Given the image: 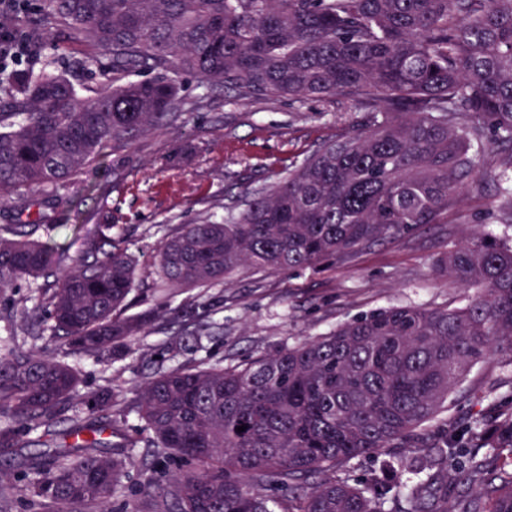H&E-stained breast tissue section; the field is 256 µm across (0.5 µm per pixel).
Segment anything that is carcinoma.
<instances>
[{"label": "carcinoma", "instance_id": "cac0c4a2", "mask_svg": "<svg viewBox=\"0 0 512 512\" xmlns=\"http://www.w3.org/2000/svg\"><path fill=\"white\" fill-rule=\"evenodd\" d=\"M45 21L108 56L105 86L79 94L65 75L0 60V200L57 191L102 148L178 119L181 78L239 97L340 96L362 128L320 145L270 187L226 206L224 223L186 224L154 257L157 310L127 315L137 258L101 224L77 258L34 238L47 227H0V292L44 279L24 315L37 350H0V473L47 512H111L128 448L143 447L145 491L166 512H512V412L462 430L430 428L470 369L496 351L512 373V245L478 230L439 271L472 291L459 307L392 306L324 336L226 366L170 368L132 348L155 322L178 326L192 352L199 304L169 301L213 288L241 266L294 271L398 239L457 208L480 175L474 148L499 154L512 203V0H22L0 30L24 42ZM22 120H16V117ZM136 357L147 370L129 402L143 441L112 420L115 387L82 400L69 357ZM246 426L242 432L239 426ZM412 440L427 454L386 460ZM46 451L23 455L22 449ZM378 459L366 478L336 466Z\"/></svg>", "mask_w": 512, "mask_h": 512}]
</instances>
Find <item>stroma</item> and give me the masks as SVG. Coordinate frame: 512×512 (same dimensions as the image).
I'll return each mask as SVG.
<instances>
[{
	"instance_id": "35a3bbf8",
	"label": "stroma",
	"mask_w": 512,
	"mask_h": 512,
	"mask_svg": "<svg viewBox=\"0 0 512 512\" xmlns=\"http://www.w3.org/2000/svg\"><path fill=\"white\" fill-rule=\"evenodd\" d=\"M38 45L27 65L66 73L87 96L103 87L106 57L85 67V49L48 26L39 31ZM180 94L187 106L173 124L155 126L129 145L104 148L99 162L59 193L25 189L0 202V225L26 224L46 213L56 225L52 244L73 255L82 252L96 225H116L141 264L128 307L132 314L153 305V256L166 237L185 224L223 221L225 203L269 185L293 162L364 121L363 110L338 96L239 98L188 75L181 79ZM481 166L485 175L470 186L461 207L404 239L372 244L350 262L327 260L297 273L240 270L224 286L184 289L173 305L197 300L212 323L196 357L236 363L321 335L376 308L465 303L467 289L438 271L444 254L488 225L512 240V225L500 221L501 194L487 176L495 167L492 151L482 152ZM498 362L492 355L471 369L451 396L449 423L465 424L488 401L512 398V376L500 372ZM76 365L83 391L119 385L114 417L133 432L139 422L128 404L144 377L140 364L128 358L80 359Z\"/></svg>"
}]
</instances>
